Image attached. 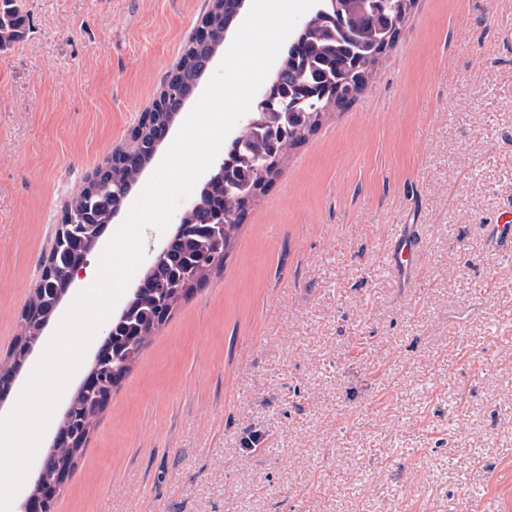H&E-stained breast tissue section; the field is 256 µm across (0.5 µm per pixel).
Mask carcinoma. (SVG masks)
<instances>
[{
  "label": "carcinoma",
  "instance_id": "carcinoma-1",
  "mask_svg": "<svg viewBox=\"0 0 512 512\" xmlns=\"http://www.w3.org/2000/svg\"><path fill=\"white\" fill-rule=\"evenodd\" d=\"M238 0H212L203 17L210 38H189L180 61L157 99L141 115L126 149L111 155L91 179L72 196L60 224L56 245L44 263L40 282L20 315V332L4 358L0 375H8L29 359L31 346L41 335L61 301L57 277L67 267L88 259L106 226L119 211L141 173L152 163L159 138L175 119L166 98L178 88L196 85L215 51L224 43V32L235 24ZM311 26L297 32L279 69L303 74L302 82L281 88L288 105L283 131L262 138L250 149L238 150L235 140L224 146V162L214 165L210 178L194 200L196 208L185 213V222L169 239L160 269L149 276L158 286L132 296L112 319V347L97 353L94 377L78 388L60 425L68 443L53 449V471L74 470L96 418L112 391L126 378L132 364L153 335L173 316L181 302L203 288L211 275L224 270L236 229L246 219L243 197L248 186L267 185L280 173L288 154L304 144V128H319L327 114L355 102L376 75L362 58L378 33L374 21L354 14L351 0H321L310 16ZM26 19L16 0H0V50L21 39ZM234 223H224L225 216Z\"/></svg>",
  "mask_w": 512,
  "mask_h": 512
}]
</instances>
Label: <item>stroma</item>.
I'll return each mask as SVG.
<instances>
[{"label": "stroma", "mask_w": 512, "mask_h": 512, "mask_svg": "<svg viewBox=\"0 0 512 512\" xmlns=\"http://www.w3.org/2000/svg\"><path fill=\"white\" fill-rule=\"evenodd\" d=\"M208 7L23 0L26 35L0 50V356L74 190ZM510 206L512 0H416L143 348L56 512H512V262L487 231ZM93 355L40 378L46 432ZM413 240L403 229L395 237V266L398 276L413 277L417 271L418 259L414 253Z\"/></svg>", "instance_id": "35a3bbf8"}]
</instances>
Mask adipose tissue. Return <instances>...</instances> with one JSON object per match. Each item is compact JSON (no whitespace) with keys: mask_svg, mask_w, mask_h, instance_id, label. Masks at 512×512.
<instances>
[{"mask_svg":"<svg viewBox=\"0 0 512 512\" xmlns=\"http://www.w3.org/2000/svg\"><path fill=\"white\" fill-rule=\"evenodd\" d=\"M100 279L99 272H90L85 288L78 296V303L89 307L93 315L84 320L79 329L78 339H71L67 331H60L47 345L48 355L66 358L80 354L86 345L96 342L111 321V304L95 297L96 285ZM39 406L38 417L32 425H14L0 429V487L16 482L20 477V469L15 461L12 450L15 447H39L41 431L49 416L51 399L47 396L37 397Z\"/></svg>","mask_w":512,"mask_h":512,"instance_id":"1","label":"adipose tissue"}]
</instances>
